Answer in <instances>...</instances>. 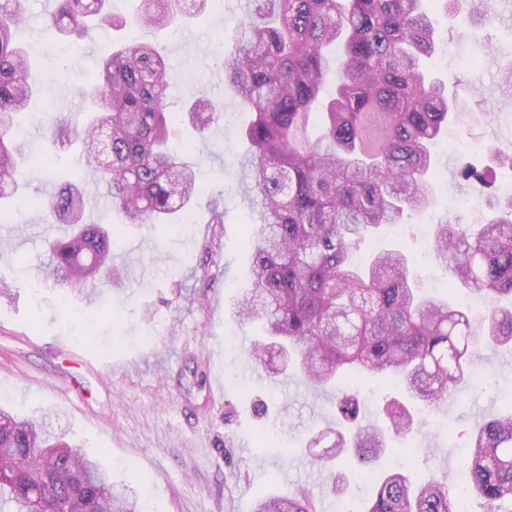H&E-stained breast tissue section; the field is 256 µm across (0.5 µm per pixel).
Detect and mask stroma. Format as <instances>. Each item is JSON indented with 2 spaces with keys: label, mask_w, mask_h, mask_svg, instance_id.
<instances>
[{
  "label": "stroma",
  "mask_w": 512,
  "mask_h": 512,
  "mask_svg": "<svg viewBox=\"0 0 512 512\" xmlns=\"http://www.w3.org/2000/svg\"><path fill=\"white\" fill-rule=\"evenodd\" d=\"M112 14L128 19L126 29L105 26L92 39L73 44L47 41L40 33L44 0H27L28 23L19 40L40 45L31 78L42 93L33 99L22 125L20 176L29 194L56 191L50 168L55 157L80 165L79 146L58 151L45 121H83L77 89L100 57L123 39H148L167 55L169 97L182 103L207 87L223 96L224 110L204 132L181 126L193 147L192 164L206 192L187 230L162 235L143 224L120 225L105 191L86 198V219L119 224L112 264L120 284L97 282V298L39 284L37 267L46 240L64 236V225L49 223L27 207L0 222V400L18 415L58 413L57 430L70 444L99 458L116 481L148 480L153 494L145 512H252L255 499L288 495L325 484L328 474L303 452L305 440L336 423V396L359 404L362 423L377 424L385 399L399 397L394 381L367 379L339 389H315L302 376L271 384L249 357L254 331L239 323L235 304L247 287L250 255L242 247L246 207L236 192L233 160L246 148L241 138L248 116L224 84L217 38H231L243 15L229 5L182 20L177 29L136 23L138 0H109ZM437 76H464L483 101L484 123L453 127L437 152L441 158L430 206L385 227V242L407 247L417 261L422 286L444 294L446 273L429 259L436 225L459 220L478 223L481 185L458 187L448 148L475 136L512 151V85L502 75L512 66V11L493 23L465 29L440 19ZM224 195V221H210L209 197ZM478 368L493 389L468 388L449 397L431 415L447 422L451 437L420 439L424 452L410 456V439L397 441L379 469H435L450 484L463 481V448L472 428L497 415L512 399V349L480 357Z\"/></svg>",
  "instance_id": "1"
}]
</instances>
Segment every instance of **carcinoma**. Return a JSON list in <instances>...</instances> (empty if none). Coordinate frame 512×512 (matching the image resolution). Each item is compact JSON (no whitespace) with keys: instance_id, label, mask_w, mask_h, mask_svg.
I'll return each mask as SVG.
<instances>
[{"instance_id":"obj_1","label":"carcinoma","mask_w":512,"mask_h":512,"mask_svg":"<svg viewBox=\"0 0 512 512\" xmlns=\"http://www.w3.org/2000/svg\"><path fill=\"white\" fill-rule=\"evenodd\" d=\"M44 30L84 41L115 24L108 0H55ZM207 0H142L139 19L173 24ZM221 61L238 107L253 114L244 131L249 150L234 160L237 189L251 213L244 246L251 251V288L238 317L263 332L249 354L276 378L294 368L315 387L341 379L390 378L429 411L476 381L481 344L512 343V307L474 313L420 294L413 259L401 249L372 254L355 267L352 252L384 224L427 208L438 169L434 141L467 110L431 75L435 29L425 0H251ZM466 26L490 20L496 0H435ZM26 0H0V214L3 201L40 210L68 225L49 243L41 280L84 289L112 269V232L85 220L82 183L107 187L111 209L126 224L166 233L190 221L201 195L189 145L170 141L188 120L203 131L224 107L203 89L180 113L168 99L167 61L154 44L133 40L108 50L80 95L93 115L74 128H47L60 147L79 141L87 157L69 167L58 191L29 195L15 168L21 153L17 123L36 93L31 50L16 39ZM341 48L336 71L326 49ZM493 166L465 157L453 175L487 184L496 166L512 170V154L487 148ZM477 226L436 225L430 257L473 292L512 297V195L486 199ZM332 452L314 456L368 463L387 451L389 436L426 432L422 415L390 402L389 426H351L349 398L336 401ZM464 459L467 496L483 512L512 500V405L479 422ZM459 490L428 473L392 472L362 512H457ZM315 492L259 500L255 512H317ZM0 512H140L137 496L112 482L95 459L55 433L52 417L16 418L0 408Z\"/></svg>"}]
</instances>
